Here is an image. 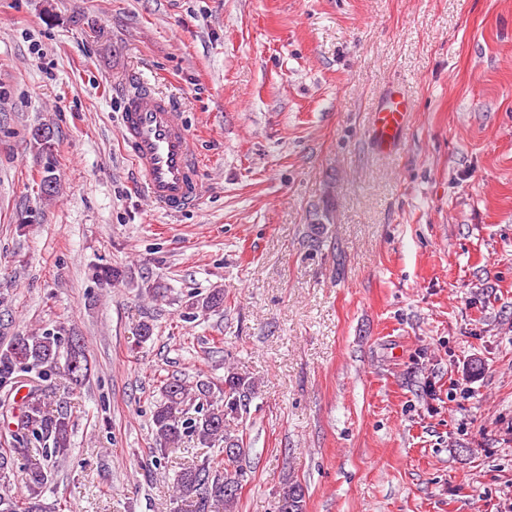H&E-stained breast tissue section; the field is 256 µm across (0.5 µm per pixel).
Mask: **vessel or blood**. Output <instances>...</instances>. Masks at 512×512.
Here are the masks:
<instances>
[{
  "mask_svg": "<svg viewBox=\"0 0 512 512\" xmlns=\"http://www.w3.org/2000/svg\"><path fill=\"white\" fill-rule=\"evenodd\" d=\"M410 111L411 102L400 89L385 95L370 130L381 150L397 148ZM120 138L153 204L179 212L197 203L202 193L198 144L169 97L141 83L125 99Z\"/></svg>",
  "mask_w": 512,
  "mask_h": 512,
  "instance_id": "1",
  "label": "vessel or blood"
}]
</instances>
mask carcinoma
Here are the masks:
<instances>
[{"label": "carcinoma", "mask_w": 512, "mask_h": 512, "mask_svg": "<svg viewBox=\"0 0 512 512\" xmlns=\"http://www.w3.org/2000/svg\"><path fill=\"white\" fill-rule=\"evenodd\" d=\"M223 307L224 290L218 288L196 303L205 314ZM30 373L36 375L38 384L31 385L21 400L12 441L0 448V512H55L44 499L51 475L49 466L30 461L29 444L34 439L51 445V457L64 456L71 448L74 421L49 380L61 376L73 389L83 384L88 374L83 341L65 336L59 329L12 337L6 347L0 348V388L13 387L22 375ZM257 390L255 381L232 369L224 376L222 386L202 380L191 384L179 378L168 379L160 386L152 414L157 453L177 447L187 437L207 448L222 442L233 449L217 463L206 460L191 464L175 476L176 498L191 501L192 512H234L243 481L240 460L246 449L233 432ZM197 400L206 401V405L197 406L198 416L192 417L190 406ZM20 460L25 493L18 496L12 493L7 474ZM304 503V487L293 482L280 494L278 512H304Z\"/></svg>", "instance_id": "cac0c4a2"}]
</instances>
